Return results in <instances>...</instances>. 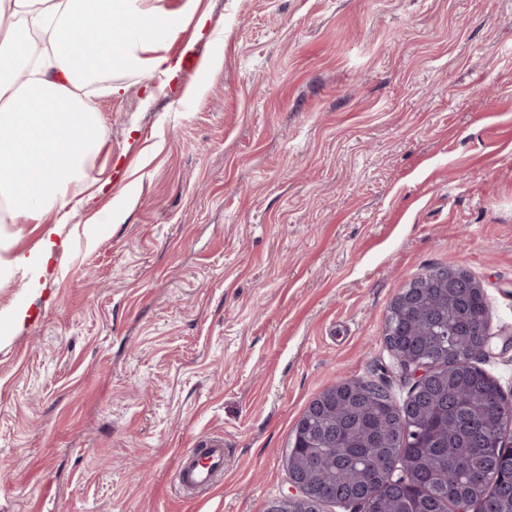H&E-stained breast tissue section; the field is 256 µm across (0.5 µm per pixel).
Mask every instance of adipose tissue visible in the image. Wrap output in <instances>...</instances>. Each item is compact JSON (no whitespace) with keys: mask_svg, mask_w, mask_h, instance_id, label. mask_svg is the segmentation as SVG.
Returning <instances> with one entry per match:
<instances>
[{"mask_svg":"<svg viewBox=\"0 0 512 512\" xmlns=\"http://www.w3.org/2000/svg\"><path fill=\"white\" fill-rule=\"evenodd\" d=\"M201 0L179 11L161 0H0V202L10 223H58L89 202L71 192L82 183L105 129L79 95L146 71L173 77L181 58L168 38L194 24L203 32Z\"/></svg>","mask_w":512,"mask_h":512,"instance_id":"1","label":"adipose tissue"}]
</instances>
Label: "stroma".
Masks as SVG:
<instances>
[{
    "label": "stroma",
    "mask_w": 512,
    "mask_h": 512,
    "mask_svg": "<svg viewBox=\"0 0 512 512\" xmlns=\"http://www.w3.org/2000/svg\"><path fill=\"white\" fill-rule=\"evenodd\" d=\"M203 6L177 77L87 89L92 205L0 223L2 260L54 244L0 271V512H265L316 396L406 400L385 319L433 265L482 283L512 401V0ZM211 436L224 477L183 495ZM196 447L179 457L176 483L181 489L209 488L224 476V440L206 438Z\"/></svg>",
    "instance_id": "stroma-1"
}]
</instances>
